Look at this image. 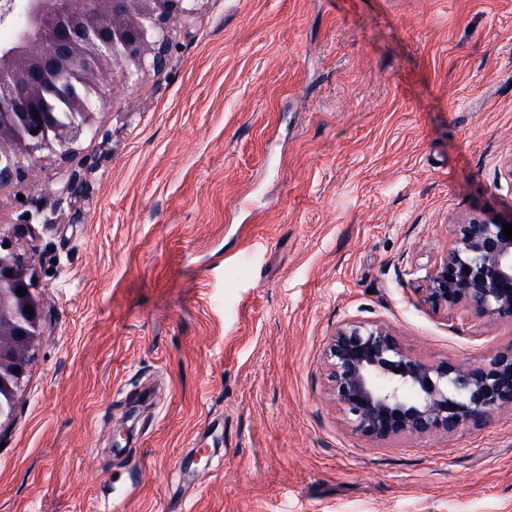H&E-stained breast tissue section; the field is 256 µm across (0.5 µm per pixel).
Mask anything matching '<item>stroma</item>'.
I'll return each instance as SVG.
<instances>
[{"label": "stroma", "mask_w": 512, "mask_h": 512, "mask_svg": "<svg viewBox=\"0 0 512 512\" xmlns=\"http://www.w3.org/2000/svg\"><path fill=\"white\" fill-rule=\"evenodd\" d=\"M96 125L0 187L43 303L0 512H512V412L377 444L325 366L349 320L426 361L512 345L419 292L458 218L512 213V0H203Z\"/></svg>", "instance_id": "1"}]
</instances>
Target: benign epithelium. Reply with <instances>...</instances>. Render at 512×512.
<instances>
[{
    "label": "benign epithelium",
    "instance_id": "1",
    "mask_svg": "<svg viewBox=\"0 0 512 512\" xmlns=\"http://www.w3.org/2000/svg\"><path fill=\"white\" fill-rule=\"evenodd\" d=\"M202 0H23V21L0 44V187L46 155L74 152L97 134L91 97L74 91L67 118L45 111L60 76L101 90L110 75L135 84L162 70ZM496 217L473 212L453 225L446 253L430 265L423 301L434 312L512 323V239ZM0 238V428L41 336L32 263ZM26 290L22 297L18 288ZM32 314H27V311ZM336 404L354 431L381 443L450 434L512 410V347L483 362H427L407 353L381 323L348 321L328 340Z\"/></svg>",
    "mask_w": 512,
    "mask_h": 512
}]
</instances>
